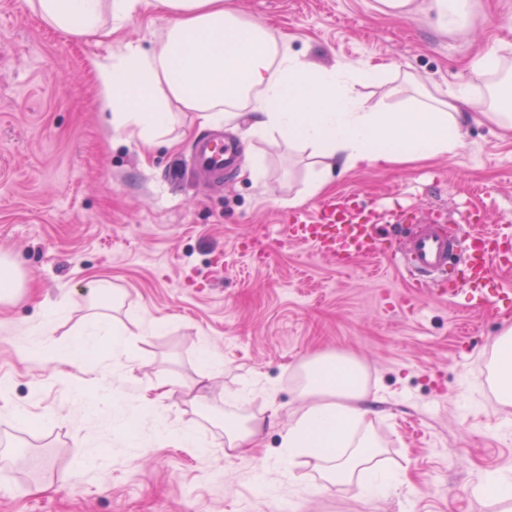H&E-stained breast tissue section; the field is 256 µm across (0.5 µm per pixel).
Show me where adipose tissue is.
Wrapping results in <instances>:
<instances>
[{
    "instance_id": "ef3b65f1",
    "label": "adipose tissue",
    "mask_w": 512,
    "mask_h": 512,
    "mask_svg": "<svg viewBox=\"0 0 512 512\" xmlns=\"http://www.w3.org/2000/svg\"><path fill=\"white\" fill-rule=\"evenodd\" d=\"M30 10L75 39L111 37L138 0H26ZM166 22L154 45L124 43L94 61L99 106L110 113L112 132L150 146L167 140L181 113L205 125L251 115L248 135L267 137L307 153L316 169L306 193L316 196L335 178L363 166L455 156L467 120L502 124L500 104L482 105L473 86L426 94L405 110L364 97L362 86L385 80L384 66H318L294 52L283 36L245 17L227 0H155ZM109 345L126 351L129 337L111 316L94 313L76 345L49 339L27 352L47 361L74 362ZM497 398L512 404V326L495 341L489 365ZM301 407L281 431L280 462L319 460L323 478L364 479L383 493L396 476L376 468L378 443L360 431L367 371L356 358L321 354L300 366Z\"/></svg>"
}]
</instances>
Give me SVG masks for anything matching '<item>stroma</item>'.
Segmentation results:
<instances>
[{
	"mask_svg": "<svg viewBox=\"0 0 512 512\" xmlns=\"http://www.w3.org/2000/svg\"><path fill=\"white\" fill-rule=\"evenodd\" d=\"M230 3L312 62L389 65L386 82L362 92L395 107L410 104L405 79L457 86L490 47L504 45L512 65V0H472L448 32L427 9L391 17L376 0ZM164 23L154 0H139L112 39L77 40L25 0H0V256L26 287L0 303V512H497L476 491L512 469V405L497 401L486 369L503 314L413 291L369 261L336 269L303 244L256 261L255 237L276 242L316 205L301 154L248 137V118L215 129L190 112L175 146L147 150L115 136L99 109L92 58L116 40L150 48ZM215 130L242 139L261 180L240 166L213 190L185 165L193 139ZM344 192L388 208L394 223L443 210L462 225L479 209L495 223L512 214V132L467 122L456 157L364 167L326 190ZM97 280L123 297L128 350L74 364L28 356L20 338L57 303L52 336L76 341ZM204 348L220 363L207 381ZM327 352L354 355L370 375L363 426L401 479L388 494L323 485L310 457L287 472L271 464L299 409V365ZM163 378L173 391L147 414L121 402L90 416L75 397L117 380L154 398ZM254 383L272 400L231 407ZM230 413L270 418L259 454L228 451ZM122 418L135 427L116 429ZM163 428L191 429L196 446L159 442Z\"/></svg>",
	"mask_w": 512,
	"mask_h": 512,
	"instance_id": "stroma-1",
	"label": "stroma"
}]
</instances>
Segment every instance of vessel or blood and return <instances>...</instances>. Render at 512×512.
<instances>
[{"label": "vessel or blood", "mask_w": 512, "mask_h": 512, "mask_svg": "<svg viewBox=\"0 0 512 512\" xmlns=\"http://www.w3.org/2000/svg\"><path fill=\"white\" fill-rule=\"evenodd\" d=\"M237 160L238 146L232 141L203 136L190 149L191 164L210 180H223ZM388 238L401 241L400 253L384 250ZM282 240L310 244L339 267L357 260L391 264L410 287L443 286L448 297L462 295L468 304L481 307L496 303L501 295L489 285L491 268L512 265V238L499 228L460 229L450 236L432 219L412 231L400 224L390 229L380 212L353 193L323 200L310 213L290 220Z\"/></svg>", "instance_id": "vessel-or-blood-1"}]
</instances>
